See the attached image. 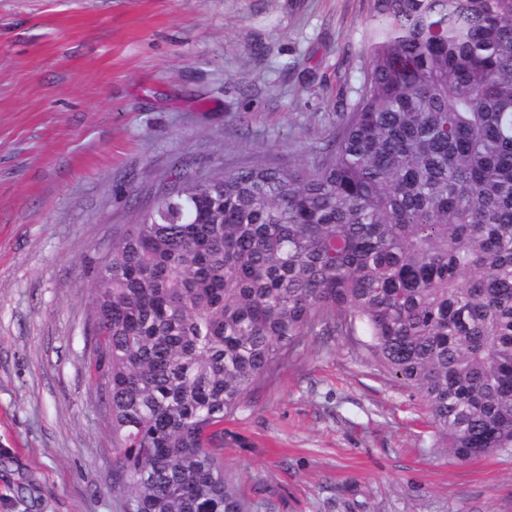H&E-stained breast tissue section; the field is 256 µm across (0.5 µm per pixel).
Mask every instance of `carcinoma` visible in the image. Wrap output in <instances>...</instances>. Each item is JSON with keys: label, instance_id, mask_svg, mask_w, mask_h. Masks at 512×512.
I'll list each match as a JSON object with an SVG mask.
<instances>
[{"label": "carcinoma", "instance_id": "carcinoma-1", "mask_svg": "<svg viewBox=\"0 0 512 512\" xmlns=\"http://www.w3.org/2000/svg\"><path fill=\"white\" fill-rule=\"evenodd\" d=\"M364 2L368 69L313 164L186 179L93 261L125 512H247L224 419L308 336H364L448 458L512 448V0Z\"/></svg>", "mask_w": 512, "mask_h": 512}]
</instances>
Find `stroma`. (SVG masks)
Wrapping results in <instances>:
<instances>
[{
	"instance_id": "1",
	"label": "stroma",
	"mask_w": 512,
	"mask_h": 512,
	"mask_svg": "<svg viewBox=\"0 0 512 512\" xmlns=\"http://www.w3.org/2000/svg\"><path fill=\"white\" fill-rule=\"evenodd\" d=\"M363 0H0V512H124L87 370V262L178 181L316 161ZM250 512H512V449L434 445L355 338L309 336L224 423Z\"/></svg>"
}]
</instances>
